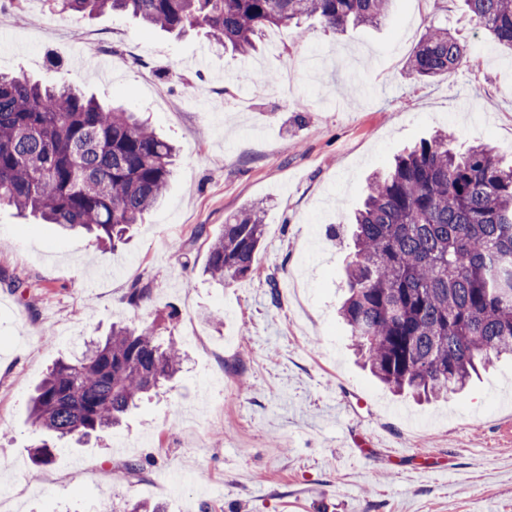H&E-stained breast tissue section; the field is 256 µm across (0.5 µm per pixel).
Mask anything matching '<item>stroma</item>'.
<instances>
[{"label": "stroma", "instance_id": "35a3bbf8", "mask_svg": "<svg viewBox=\"0 0 512 512\" xmlns=\"http://www.w3.org/2000/svg\"><path fill=\"white\" fill-rule=\"evenodd\" d=\"M437 26L468 53L421 81L407 62ZM304 28L273 30L278 46L243 58L202 28L177 37L128 15L0 0L1 72L121 103L179 147L163 201L117 249L0 208V512H512V360L444 401L380 384L339 319L352 249L329 235L374 172L431 134L511 164L512 54L463 0H391L377 25ZM105 58L111 70L92 69ZM250 203L266 224L257 273L213 283L209 244ZM135 287L149 291L137 307ZM116 323L158 325L184 352L181 372L121 427L59 441L35 467L30 394ZM356 440L368 450L355 459ZM400 448L416 458L396 459Z\"/></svg>", "mask_w": 512, "mask_h": 512}]
</instances>
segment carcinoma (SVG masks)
Wrapping results in <instances>:
<instances>
[{
	"mask_svg": "<svg viewBox=\"0 0 512 512\" xmlns=\"http://www.w3.org/2000/svg\"><path fill=\"white\" fill-rule=\"evenodd\" d=\"M390 0H57L62 13L121 12L162 30L201 27L245 57L272 26L316 17L342 31L373 25ZM479 28L512 51V0H464ZM467 48L445 27L430 29L409 58L435 78ZM176 149L136 113L105 107L75 86L0 73V205L115 246L161 199ZM264 208L250 204L211 243L204 274L222 285L253 273ZM354 252L339 313L365 366L398 393L443 398L478 366L512 356V167L492 148L458 152L448 137L424 139L367 185L353 215ZM174 342L151 327L113 326L103 341L57 362L31 398V424L78 442L120 425L145 394L181 369ZM38 467L54 459L42 439Z\"/></svg>",
	"mask_w": 512,
	"mask_h": 512,
	"instance_id": "cac0c4a2",
	"label": "carcinoma"
}]
</instances>
